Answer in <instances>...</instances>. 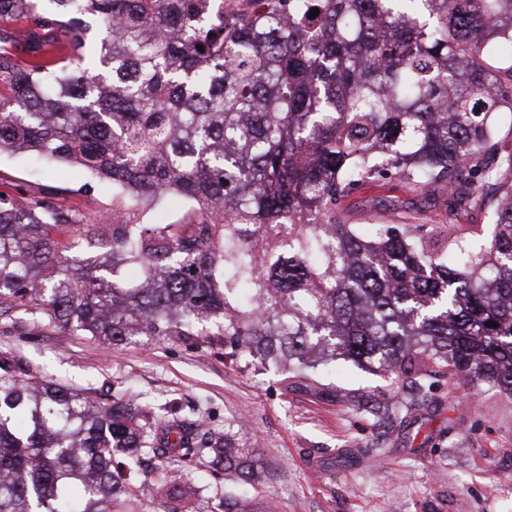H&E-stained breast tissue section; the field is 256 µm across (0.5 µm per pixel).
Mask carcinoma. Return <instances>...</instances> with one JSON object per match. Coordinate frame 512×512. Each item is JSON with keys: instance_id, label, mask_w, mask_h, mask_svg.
<instances>
[{"instance_id": "1", "label": "carcinoma", "mask_w": 512, "mask_h": 512, "mask_svg": "<svg viewBox=\"0 0 512 512\" xmlns=\"http://www.w3.org/2000/svg\"><path fill=\"white\" fill-rule=\"evenodd\" d=\"M502 40L512 0H0V153L82 166L125 203L101 231L0 198V318L31 312L109 347L220 336L231 359L300 384L342 360L396 386L364 407L378 420L416 419L439 377L512 397ZM386 179L441 185L455 205L497 186L489 244L408 220L360 238L339 202ZM170 196L191 223L142 221ZM75 227L94 255L52 237ZM171 434L255 479L228 431L131 397L100 405L0 356V512H129L115 453L137 473ZM163 486L197 512L201 488ZM214 510L273 512L232 491Z\"/></svg>"}]
</instances>
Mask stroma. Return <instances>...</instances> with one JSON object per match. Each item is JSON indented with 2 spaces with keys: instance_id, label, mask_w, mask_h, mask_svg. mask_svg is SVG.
<instances>
[{
  "instance_id": "stroma-1",
  "label": "stroma",
  "mask_w": 512,
  "mask_h": 512,
  "mask_svg": "<svg viewBox=\"0 0 512 512\" xmlns=\"http://www.w3.org/2000/svg\"><path fill=\"white\" fill-rule=\"evenodd\" d=\"M35 196L82 224L97 223L116 201L81 169L1 154L0 197L20 203ZM496 196L492 187L484 203L452 209L442 189L425 192L392 179L360 185L339 207L364 236L388 220L414 217L459 225L481 245L493 230ZM1 353L103 403L133 394L211 428L234 423L237 440L261 464L254 484H236V492L269 498L277 512H512V398L491 390L452 392L439 382L432 406L407 433L374 426L355 411L347 391L373 395L391 385L343 362L323 387L305 388L275 369L233 362L219 340L143 338L108 349L26 320L0 324ZM346 448L353 461L341 457ZM171 472L211 496L230 485L207 456L152 459L133 487L142 512H173L175 501L158 488Z\"/></svg>"
}]
</instances>
